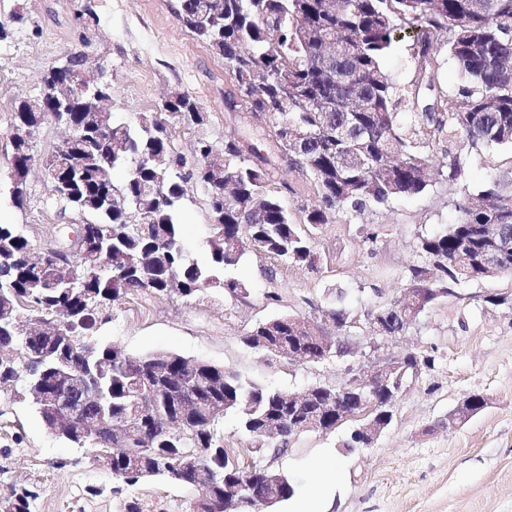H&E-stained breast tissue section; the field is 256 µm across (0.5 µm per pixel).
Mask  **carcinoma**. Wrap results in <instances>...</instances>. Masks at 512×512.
<instances>
[{
    "label": "carcinoma",
    "instance_id": "cac0c4a2",
    "mask_svg": "<svg viewBox=\"0 0 512 512\" xmlns=\"http://www.w3.org/2000/svg\"><path fill=\"white\" fill-rule=\"evenodd\" d=\"M221 7L219 20L209 28L195 25L203 7ZM176 14L188 31L212 52L224 58L229 87L224 105L244 112V122L266 133L288 171L309 179L317 204L304 209L305 231L293 222L275 190L276 167L271 159L241 148V139H224V168L202 170L180 154L167 165L150 158L170 151L169 128L161 113L178 114L182 123L201 126L207 118L190 94L174 92L162 99L159 111L143 113L135 126L112 121V135L102 141L85 130L77 143L60 153L63 162H83L82 177L55 194L61 211L90 216L91 237L110 250V256L87 252L72 260L76 281L72 288H43L45 274L27 265L0 267V305L18 312L49 316L56 308L71 310L61 336L29 343L17 340L24 355L30 349L48 350L66 358L70 344L90 340L99 315L131 291L157 296L193 298L212 283L222 282L225 293L237 299L245 285L218 273L237 267L249 253L275 255L294 264H314L311 230L328 223L336 211L361 212L384 208L398 197L422 193L430 179L423 175L429 163L422 150L452 137L469 147H512V0H179ZM422 29L414 48L413 76L395 83L382 60L395 42L399 27ZM341 35L336 57H325L324 37ZM455 60L468 86L450 96L439 81L438 55L442 48ZM18 157L12 176L11 200L19 208L26 197L27 161L31 143L15 147ZM124 172L119 182L100 176L103 160ZM455 183L462 163L448 157L438 170ZM194 180L206 194L210 224L209 262L200 263L185 246L182 234L184 183ZM0 245L11 253H27L31 242L17 224L0 223ZM419 260L409 268L408 289L416 306L427 308L448 294V285L482 281L493 276L489 268L512 273V191L494 182L458 204V218L449 228L425 235L418 242ZM418 314L399 296L386 307L381 328L391 333L404 317ZM245 343L272 356L283 348L321 358V339L296 318L256 324ZM87 362L111 368L97 379L102 403L112 406V420H132L131 402L139 382L155 388L159 408L175 397L189 428L167 433L158 428L153 447L130 448L110 459L113 478L134 486L163 476L190 484L194 473L181 469L185 448H206L205 467L213 473V495L235 487L253 490L278 504L294 494L287 474L254 466L244 470L231 462L218 435V419L204 413L211 398L224 402L238 431L249 439L273 420L309 418L320 403L313 400L289 410L283 392L262 387L234 371L172 352L145 357L125 354L110 344L94 343ZM430 356L403 355L407 370L429 368ZM37 375L14 376L0 365V385L14 394L31 395L29 382ZM370 418L390 424L393 408L375 398ZM77 448L108 447L105 433L68 436Z\"/></svg>",
    "mask_w": 512,
    "mask_h": 512
}]
</instances>
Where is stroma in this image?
Here are the masks:
<instances>
[{"label":"stroma","instance_id":"obj_1","mask_svg":"<svg viewBox=\"0 0 512 512\" xmlns=\"http://www.w3.org/2000/svg\"><path fill=\"white\" fill-rule=\"evenodd\" d=\"M177 0H94V24H80L84 0H0V221L18 224L44 247L83 223L61 212L42 162L61 140L43 126L33 139L27 201L15 207L8 195L12 173L13 115L34 97L46 65L74 50L88 52L112 81L115 119L136 124L139 113L157 111L169 93H191L207 114L205 125L171 128L170 148L192 157L196 140L223 148L225 137L250 139L237 113L224 109V61L195 39L175 13ZM459 156L463 178L454 184L433 177L421 194L358 214L337 213L315 229L313 266L246 254L232 275L245 283V298L210 287L191 299L133 294L108 312L95 341L131 355L171 351L188 360L233 370L243 378L285 393L316 385L343 384L350 372L371 370L385 357L408 351L432 356V367L408 377L394 404V419L372 447L350 451L344 440L359 424L349 419L328 431L290 437L281 455L253 452L227 416L219 429L224 446L243 467L268 466L293 477L305 492L308 467L320 457L340 461L344 487L331 512H512V310L485 303L487 295L512 293V274L454 287L419 315L400 339L370 329V311L398 297L407 269L417 259L418 238L457 220L456 204L498 181L512 188V147L469 148L452 139L427 154ZM183 201L187 246L207 261L210 242L204 193L188 182ZM346 313L344 327L330 317ZM282 316L314 319L329 336L341 335L353 355L295 363L243 342L260 322ZM483 395L486 407L469 420L445 425L457 402ZM34 492L31 512H121L138 499L143 512H193L195 488L152 478L116 492L112 473L95 449L75 448L52 435L30 398L0 391V500Z\"/></svg>","mask_w":512,"mask_h":512}]
</instances>
